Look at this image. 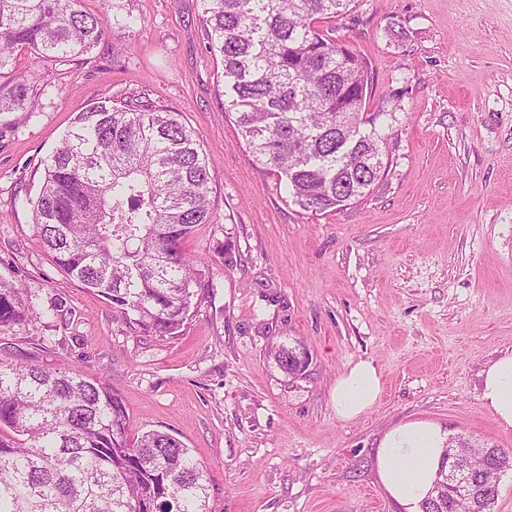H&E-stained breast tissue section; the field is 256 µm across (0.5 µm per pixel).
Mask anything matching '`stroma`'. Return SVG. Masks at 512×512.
<instances>
[{
    "instance_id": "1",
    "label": "stroma",
    "mask_w": 512,
    "mask_h": 512,
    "mask_svg": "<svg viewBox=\"0 0 512 512\" xmlns=\"http://www.w3.org/2000/svg\"><path fill=\"white\" fill-rule=\"evenodd\" d=\"M118 5L134 25L86 56L16 53L29 96L26 110L0 112V275L68 314L0 335V358L110 385L129 436L184 442L217 512H401L375 456L406 420L512 449L480 399L485 365L512 353V0H353L323 22L372 65L366 110L387 161L364 198L317 216L225 114L198 0ZM100 101L178 112L212 163L216 219L185 244L207 258L210 287L182 336L139 333L65 275L25 203L75 114ZM284 346L307 353L301 374L280 367ZM361 359L382 394L338 419L332 389Z\"/></svg>"
}]
</instances>
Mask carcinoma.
<instances>
[{"mask_svg": "<svg viewBox=\"0 0 512 512\" xmlns=\"http://www.w3.org/2000/svg\"><path fill=\"white\" fill-rule=\"evenodd\" d=\"M79 0H0V112L27 108L14 72L32 59L90 52L127 17ZM208 47L221 57L224 112L256 163L295 205L324 213L365 196L384 168L380 113H365L371 65L317 26L352 0H199ZM37 234L56 265L100 293L137 328L175 338L191 319L198 262L184 249L213 223L210 162L179 114L95 103L76 115L44 161ZM24 289L0 276V334L41 322ZM448 465L473 497L448 488L447 468L421 512H492L512 451L452 443ZM0 512H213L204 467L162 430L127 435L122 399L76 369L0 361Z\"/></svg>", "mask_w": 512, "mask_h": 512, "instance_id": "obj_1", "label": "carcinoma"}]
</instances>
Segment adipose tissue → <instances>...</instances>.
Returning a JSON list of instances; mask_svg holds the SVG:
<instances>
[{"instance_id": "1", "label": "adipose tissue", "mask_w": 512, "mask_h": 512, "mask_svg": "<svg viewBox=\"0 0 512 512\" xmlns=\"http://www.w3.org/2000/svg\"><path fill=\"white\" fill-rule=\"evenodd\" d=\"M480 399L498 425L512 430V354L490 361L482 372ZM382 392L381 377L371 361L354 362L332 390L337 418L352 420L370 410ZM449 437L435 422L408 420L383 435L376 472L387 494L404 512H421L441 467Z\"/></svg>"}]
</instances>
